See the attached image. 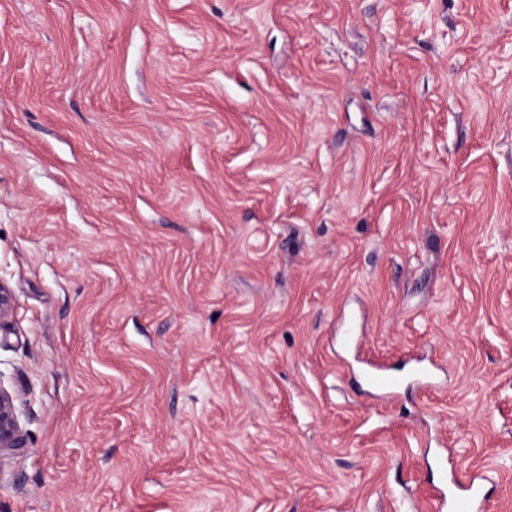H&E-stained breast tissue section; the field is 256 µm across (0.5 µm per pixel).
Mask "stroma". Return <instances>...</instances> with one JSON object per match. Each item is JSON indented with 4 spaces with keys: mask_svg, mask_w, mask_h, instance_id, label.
<instances>
[{
    "mask_svg": "<svg viewBox=\"0 0 512 512\" xmlns=\"http://www.w3.org/2000/svg\"><path fill=\"white\" fill-rule=\"evenodd\" d=\"M0 281V512H512V0H0ZM362 382L381 396L392 398L403 385L405 379L400 378L377 365H370L369 369L360 376ZM12 394L0 384V466L7 454L26 448ZM488 483L491 481L481 474H471L463 483L457 480L451 482L447 496L444 492L440 495L438 510L447 508L448 512H484L491 495Z\"/></svg>",
    "mask_w": 512,
    "mask_h": 512,
    "instance_id": "stroma-1",
    "label": "stroma"
}]
</instances>
